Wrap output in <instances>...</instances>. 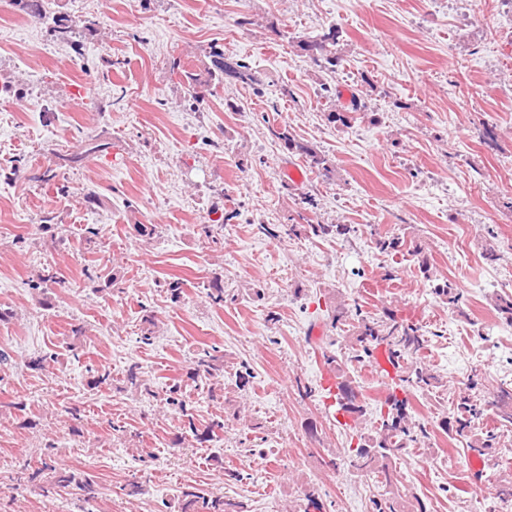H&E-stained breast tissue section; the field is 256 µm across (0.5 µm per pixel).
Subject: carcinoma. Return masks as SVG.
<instances>
[{
    "mask_svg": "<svg viewBox=\"0 0 512 512\" xmlns=\"http://www.w3.org/2000/svg\"><path fill=\"white\" fill-rule=\"evenodd\" d=\"M81 28L80 21L67 15H54L51 18V29L57 39L70 45L74 53L82 55L81 41L77 39ZM339 31L330 26L327 30L315 37H309L299 42L301 50L312 54V60L321 68L336 69L339 58L336 57V43ZM214 69L206 71V75L181 69L180 60L173 59L170 69L182 70L188 87L208 86L212 82H224L232 79L245 84L258 83L257 76L252 68L240 62H227L224 54L218 50L212 51ZM365 108L360 95H351L348 106L342 110L328 113L327 119L331 123L348 125L347 113L361 112ZM272 135L281 141L284 149L300 155L308 167L320 174L330 172L329 160L308 144L294 138L287 128L272 131ZM353 232L349 224H290L288 234L300 235L311 240H332L346 238ZM435 294L446 300L449 305L456 306L461 300L460 292L456 286L445 280L434 288ZM354 340L363 346L364 352H369V346L383 348L386 359L393 369L400 368V363L413 359L415 367L408 375L399 378V381L418 388H433L439 384L438 376L426 365L418 362V357L425 348L426 339L420 329L412 324L380 323L366 317L357 319ZM219 356L208 349L198 354L195 367L190 373L193 380L216 385L224 377L222 366L218 365ZM477 388V382L471 381L459 390L453 410V420L446 422L445 428L463 437L472 433L475 421L486 414V408L475 399L472 391ZM336 393L337 411L358 419L365 414L363 406L356 403L357 392L351 382L342 380L337 383ZM166 404L178 410L182 416H188L181 385L175 383L166 392ZM493 413L497 420L512 424V389H502L497 399L492 403ZM188 428L199 443L210 441L216 436V431L224 429V423L214 420L205 429H198L193 421H188ZM423 431V426L413 423L408 413V401L392 396L385 400L384 408L380 410L378 425L371 432L359 435L360 444L351 450L350 462L360 471H369L381 477L379 483L386 487L392 486V476L389 464L391 459L407 445L417 440V433ZM94 484L93 475L70 468H61L56 471L55 486L66 488L71 485L81 491H89ZM182 498L180 512H246L241 502H226L221 498L212 497L206 491L196 488L192 491L180 492Z\"/></svg>",
    "mask_w": 512,
    "mask_h": 512,
    "instance_id": "cac0c4a2",
    "label": "carcinoma"
}]
</instances>
